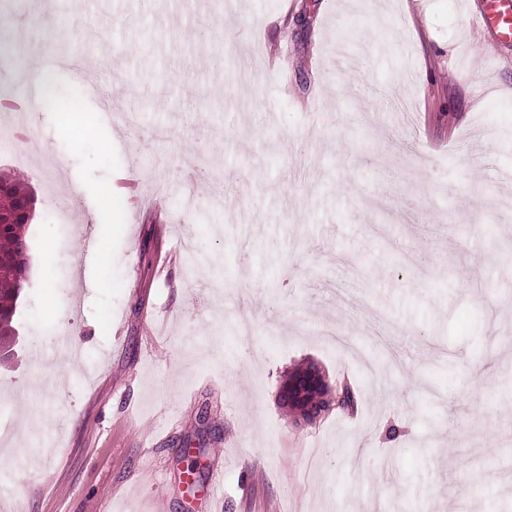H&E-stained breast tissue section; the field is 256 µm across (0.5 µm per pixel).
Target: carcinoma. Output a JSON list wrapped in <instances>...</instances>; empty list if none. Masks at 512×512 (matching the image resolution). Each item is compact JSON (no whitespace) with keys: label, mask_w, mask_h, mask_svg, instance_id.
<instances>
[{"label":"carcinoma","mask_w":512,"mask_h":512,"mask_svg":"<svg viewBox=\"0 0 512 512\" xmlns=\"http://www.w3.org/2000/svg\"><path fill=\"white\" fill-rule=\"evenodd\" d=\"M33 211V198L24 184L0 173V216L8 224L0 229V348L12 341L13 317L29 272V245L25 229Z\"/></svg>","instance_id":"carcinoma-1"}]
</instances>
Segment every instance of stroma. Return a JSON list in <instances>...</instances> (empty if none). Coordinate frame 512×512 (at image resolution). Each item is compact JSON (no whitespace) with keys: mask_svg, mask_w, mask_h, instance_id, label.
Masks as SVG:
<instances>
[{"mask_svg":"<svg viewBox=\"0 0 512 512\" xmlns=\"http://www.w3.org/2000/svg\"><path fill=\"white\" fill-rule=\"evenodd\" d=\"M480 2L54 0L23 41L0 0V92L55 71L0 155L37 196L0 512H512V45ZM298 366L354 412L296 426ZM68 118L61 127V132L71 139L83 141L94 134V123L80 112H68Z\"/></svg>","mask_w":512,"mask_h":512,"instance_id":"obj_1","label":"stroma"}]
</instances>
